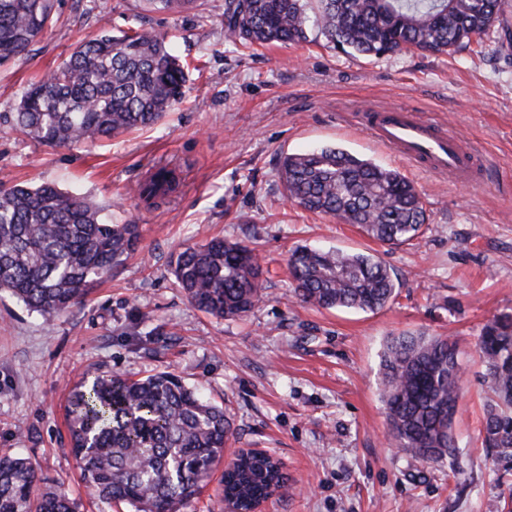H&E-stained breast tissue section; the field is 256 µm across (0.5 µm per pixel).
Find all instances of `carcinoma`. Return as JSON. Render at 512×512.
Listing matches in <instances>:
<instances>
[{"instance_id": "obj_1", "label": "carcinoma", "mask_w": 512, "mask_h": 512, "mask_svg": "<svg viewBox=\"0 0 512 512\" xmlns=\"http://www.w3.org/2000/svg\"><path fill=\"white\" fill-rule=\"evenodd\" d=\"M152 11L179 13L197 0H145ZM224 0V41L235 48L301 43L317 28L333 49L369 57L403 50L446 53L481 38L502 0ZM53 0H0V53L19 55L48 28ZM185 64L166 38L137 28L79 43L58 67L21 95L15 126L52 147L73 148L157 124L184 95ZM288 199L313 213L358 225L384 245L416 238L427 224L414 184L337 147L281 159ZM160 167L139 187L147 200L174 189ZM93 198L56 185L0 189V292L53 321L82 302L139 245L136 224H112ZM294 294L318 307L374 311L394 281L373 255L299 246L288 257ZM175 283L199 311L243 317L261 298L263 271L254 250L211 238L171 261ZM477 348L488 391L482 433L491 460L512 463V314L489 320ZM457 343L441 336H397L381 360V396L390 436L426 463L456 454L453 416L460 397ZM71 450L86 487L133 512H181L224 463L223 499L240 509L283 481L279 462L248 454L224 462L233 422L171 372L132 379L103 374L71 390L65 410ZM0 512H79L60 486L39 485L28 458L0 456Z\"/></svg>"}]
</instances>
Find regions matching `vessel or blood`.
Listing matches in <instances>:
<instances>
[{"instance_id":"obj_1","label":"vessel or blood","mask_w":512,"mask_h":512,"mask_svg":"<svg viewBox=\"0 0 512 512\" xmlns=\"http://www.w3.org/2000/svg\"><path fill=\"white\" fill-rule=\"evenodd\" d=\"M371 133L401 157L430 171L470 179L474 164L452 134L431 120L403 109H385L367 119Z\"/></svg>"}]
</instances>
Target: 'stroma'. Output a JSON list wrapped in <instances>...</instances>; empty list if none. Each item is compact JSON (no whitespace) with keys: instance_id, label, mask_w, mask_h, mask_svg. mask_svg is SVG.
<instances>
[{"instance_id":"stroma-1","label":"stroma","mask_w":512,"mask_h":512,"mask_svg":"<svg viewBox=\"0 0 512 512\" xmlns=\"http://www.w3.org/2000/svg\"><path fill=\"white\" fill-rule=\"evenodd\" d=\"M143 26L194 61L186 97L154 127L80 148L17 132L21 92L101 30ZM397 107L450 128L482 182L462 186L399 158L363 118ZM325 146L398 170L429 216L413 241L388 246L288 201L284 155ZM159 164L176 193L146 206L133 192ZM50 182L87 194L116 224H136L137 252L87 299L47 322L0 294V455L28 457L80 512H129L95 499L81 479L65 419L70 386L99 374L179 375L231 416L230 451L260 448L283 464L284 486L261 512H512V472L481 445L483 325L512 314V0L480 42L448 54L381 58L313 42L235 50L224 0L179 14L140 0H57L28 53L0 61V185ZM221 236L255 248L263 298L247 316L195 309L170 273L183 247ZM300 245L379 256L395 293L381 309L302 303L288 276ZM456 341L462 393L458 454L440 464L393 447L381 398V354L402 334Z\"/></svg>"}]
</instances>
